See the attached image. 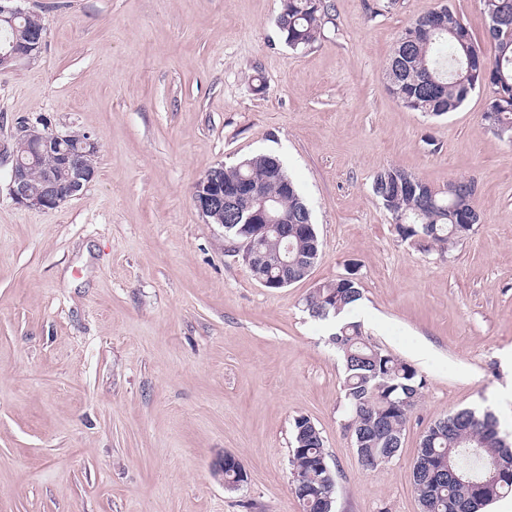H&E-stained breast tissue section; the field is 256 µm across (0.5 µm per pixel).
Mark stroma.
Listing matches in <instances>:
<instances>
[{
  "label": "stroma",
  "mask_w": 512,
  "mask_h": 512,
  "mask_svg": "<svg viewBox=\"0 0 512 512\" xmlns=\"http://www.w3.org/2000/svg\"><path fill=\"white\" fill-rule=\"evenodd\" d=\"M294 50L283 0H17L40 55L0 71V512H299L295 417L324 438L335 512H421L423 432L490 410L512 439V142L483 127L488 88L456 111L404 107L385 63L438 0H327ZM89 132L98 173L54 210L15 205L22 122ZM278 156L320 253L283 288L255 280L205 223L193 186ZM403 168L437 190L474 179L480 222L448 250L403 237L372 192ZM351 277L369 341L426 379L397 457L361 468L318 285ZM248 476L225 489L213 464ZM225 468H230L232 472L230 470L224 471ZM234 470L237 471L238 480L232 483V488H237L247 481V473L243 464L235 455L224 453V456L219 459L214 472L222 477L224 483V478L231 481L235 477L236 472Z\"/></svg>",
  "instance_id": "35a3bbf8"
}]
</instances>
